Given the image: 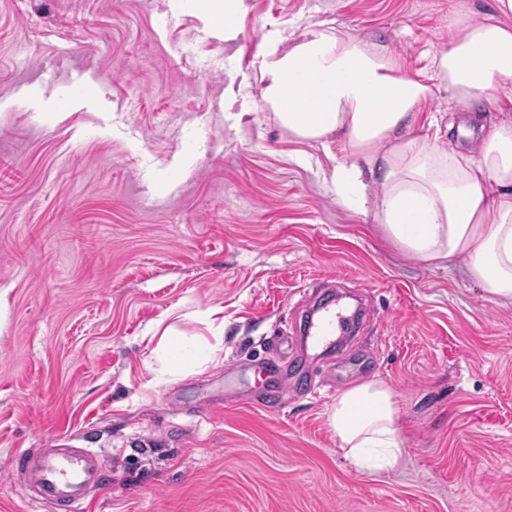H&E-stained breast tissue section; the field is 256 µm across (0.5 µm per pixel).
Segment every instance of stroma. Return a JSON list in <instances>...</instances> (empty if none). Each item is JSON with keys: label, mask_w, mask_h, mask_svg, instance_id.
Segmentation results:
<instances>
[{"label": "stroma", "mask_w": 512, "mask_h": 512, "mask_svg": "<svg viewBox=\"0 0 512 512\" xmlns=\"http://www.w3.org/2000/svg\"><path fill=\"white\" fill-rule=\"evenodd\" d=\"M245 4L228 41L199 0H0V512H26L12 454L67 438L112 469L93 512H512V304L344 205L340 145L288 138L254 66L325 25L429 76L449 8L495 0ZM465 118L439 94L415 133ZM348 291L351 347L270 349ZM184 339L200 362L170 372ZM345 369L396 396L393 470L293 393Z\"/></svg>", "instance_id": "stroma-1"}]
</instances>
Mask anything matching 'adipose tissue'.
Listing matches in <instances>:
<instances>
[{"instance_id": "ef3b65f1", "label": "adipose tissue", "mask_w": 512, "mask_h": 512, "mask_svg": "<svg viewBox=\"0 0 512 512\" xmlns=\"http://www.w3.org/2000/svg\"><path fill=\"white\" fill-rule=\"evenodd\" d=\"M256 65L264 104L289 137L333 138L353 157V164L336 163L342 202L365 206L367 180L379 182V222L404 256L436 268L467 257L468 277L492 298L512 302V118L491 127L475 157L412 133L436 94L487 112L512 88L511 26L449 12L448 42L429 79L409 74L385 45L332 27L308 30L285 51L270 43ZM301 95L311 111L298 110ZM327 420L359 470L398 465V406L384 382L341 392Z\"/></svg>"}]
</instances>
